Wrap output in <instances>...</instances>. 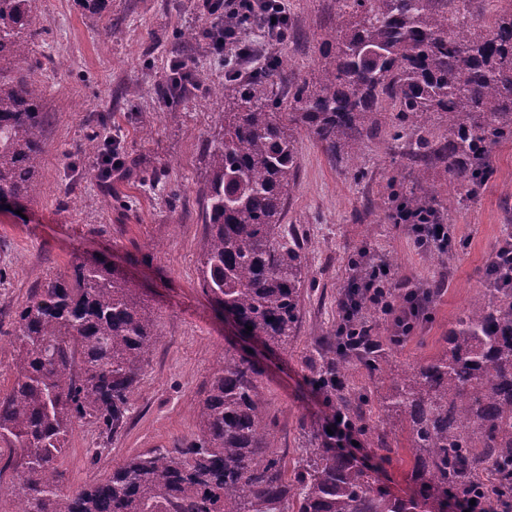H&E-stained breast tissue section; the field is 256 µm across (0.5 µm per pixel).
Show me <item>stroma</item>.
<instances>
[{"instance_id":"35a3bbf8","label":"stroma","mask_w":512,"mask_h":512,"mask_svg":"<svg viewBox=\"0 0 512 512\" xmlns=\"http://www.w3.org/2000/svg\"><path fill=\"white\" fill-rule=\"evenodd\" d=\"M286 41L269 45L291 81H315L325 63L323 43L337 0H284ZM197 0H34L30 30L36 52L19 61L44 87L47 116L42 190L23 214L0 212V394L13 382L12 323L29 293L71 275L95 256L138 288L155 321L156 338L132 395L124 431L103 441L97 428L75 425L58 459L61 486L74 491L109 475L127 457L171 448L198 431L197 409L225 349H251L263 372L273 420L272 454L292 473L302 450L301 423H322L325 408L309 382L308 360L341 319L337 304L348 280L347 260L361 245L390 260L404 284L444 280L428 317L393 358L415 365L438 354L456 319L482 294L495 249L512 234V142L492 153L493 173L476 194L458 201L445 165L409 168L408 137L395 125L365 140L353 164L334 161L307 132L297 135L299 175L285 223L297 226L314 284L302 301L298 331L274 352L241 335L200 287L199 250L208 172L205 147L224 109V61L208 38L180 42L181 32L205 28ZM189 61L198 86L163 100L158 88L176 59ZM103 117L104 150L119 148L121 172L100 179V160L81 147ZM418 194L435 193L432 207L450 225L454 243L442 261L418 250L407 225L386 206L393 175ZM378 471L399 496L415 487L404 435Z\"/></svg>"}]
</instances>
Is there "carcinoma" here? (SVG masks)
Instances as JSON below:
<instances>
[{
    "mask_svg": "<svg viewBox=\"0 0 512 512\" xmlns=\"http://www.w3.org/2000/svg\"><path fill=\"white\" fill-rule=\"evenodd\" d=\"M318 85L275 91L282 61L224 77L228 108L206 148L209 179L201 246L203 291L252 327L269 348H286L308 281L301 246L282 216L297 182L296 133L306 129L333 158L357 156L387 103L412 131L410 164L437 160L470 193L492 170L493 148L512 140V4L494 10L486 34L468 0H339ZM33 0H0V205L24 206L39 192L44 122L40 83L7 65L33 53L25 37ZM448 118L436 141L432 117ZM391 207L415 215L430 206L398 191ZM346 287L373 281L365 248L352 254ZM484 298L449 330L443 353L396 371L391 350L417 323L411 289L394 295V336L365 317L354 341L327 336L310 362V383L331 413L370 440L404 432L414 495H393L371 469L336 448L327 424L303 427L304 452L288 479L272 447L262 373L224 351L182 448H154L124 460L105 480L63 491L57 458L79 422L111 438L129 420L130 394L155 336L138 289L105 261H83L68 278L34 289L17 313L14 384L0 396V449L12 470L9 512H447L471 500L481 512H512V243L488 269ZM392 377L381 414L371 389L336 386L351 369Z\"/></svg>",
    "mask_w": 512,
    "mask_h": 512,
    "instance_id": "cac0c4a2",
    "label": "carcinoma"
}]
</instances>
